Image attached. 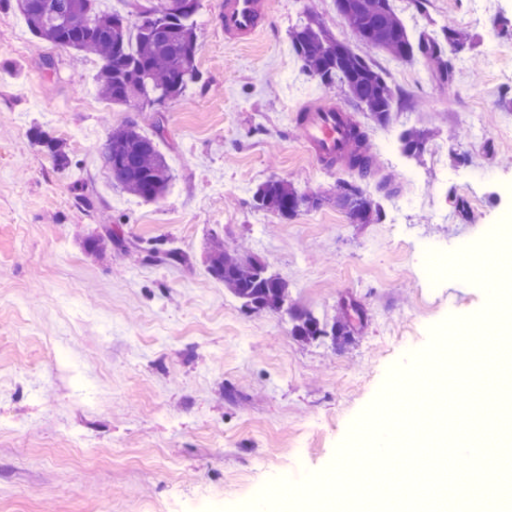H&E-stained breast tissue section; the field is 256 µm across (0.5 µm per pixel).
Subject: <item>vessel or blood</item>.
Returning <instances> with one entry per match:
<instances>
[{
  "label": "vessel or blood",
  "mask_w": 512,
  "mask_h": 512,
  "mask_svg": "<svg viewBox=\"0 0 512 512\" xmlns=\"http://www.w3.org/2000/svg\"><path fill=\"white\" fill-rule=\"evenodd\" d=\"M269 20V0H224L218 23L226 43L254 40ZM295 121L302 139L318 161L327 163L349 149V115L334 104L316 102L301 108Z\"/></svg>",
  "instance_id": "vessel-or-blood-1"
}]
</instances>
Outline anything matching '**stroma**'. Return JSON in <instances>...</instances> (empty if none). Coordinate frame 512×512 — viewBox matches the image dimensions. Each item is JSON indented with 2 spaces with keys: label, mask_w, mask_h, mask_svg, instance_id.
I'll return each instance as SVG.
<instances>
[{
  "label": "stroma",
  "mask_w": 512,
  "mask_h": 512,
  "mask_svg": "<svg viewBox=\"0 0 512 512\" xmlns=\"http://www.w3.org/2000/svg\"><path fill=\"white\" fill-rule=\"evenodd\" d=\"M221 2H198L201 81L139 113L96 93V61L72 66L0 5V512H242L266 485L330 467L391 369L487 301L472 282L429 280L420 245L453 252L512 228V0H396L411 35L470 34L449 82L423 58L358 46L396 94L389 125L354 115L377 159L366 179L319 164L293 120L315 97L350 108L289 39L306 7L346 37L334 0H270L247 45L225 44ZM132 117L147 134L164 124L173 178L156 202L115 187L97 154ZM36 125L63 138L70 169L30 139ZM410 126L430 132L418 161L395 137ZM271 178L323 195L359 184L381 217L354 224L329 203L279 220L252 205ZM105 224L118 245L86 251ZM213 236L349 336L302 341L287 313L248 310L206 271ZM151 248L189 261H143Z\"/></svg>",
  "instance_id": "35a3bbf8"
}]
</instances>
